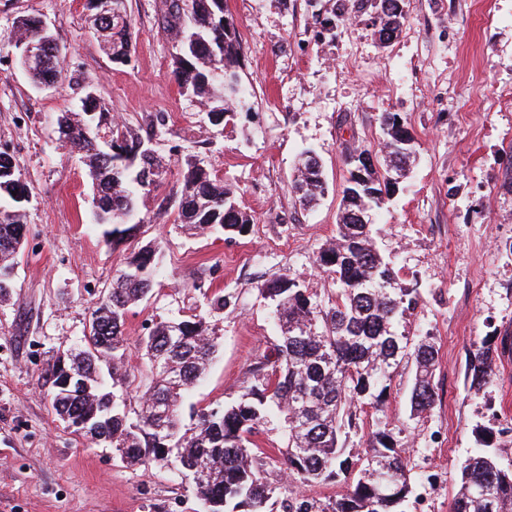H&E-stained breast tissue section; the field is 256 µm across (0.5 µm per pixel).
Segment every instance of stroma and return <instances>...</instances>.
Here are the masks:
<instances>
[{"mask_svg":"<svg viewBox=\"0 0 512 512\" xmlns=\"http://www.w3.org/2000/svg\"><path fill=\"white\" fill-rule=\"evenodd\" d=\"M380 0H224L240 32L244 107L213 127L183 95L161 0H126L135 54L111 61L84 0H0V36L37 15L65 55L68 82L36 88L10 50L0 51V151L32 192L30 232L15 258V287L0 300V512H197L174 470L123 464L110 448L72 432L53 413L41 375L57 350L80 342L97 297L131 250L152 244L164 266L153 296L125 323L128 390L138 406L150 384L139 348L147 320L207 314L216 357L191 401L231 402L246 369L276 342L259 285L284 274L328 296L319 248L336 234L352 148L378 147L381 113L398 114L415 153L388 209L371 226L399 283L417 289L402 332L437 350L432 410L414 416L412 365L402 364L383 406L417 481L430 461L442 473L401 512H450L459 469L477 426L512 416V352L493 382L465 381L472 344L512 337V0H404L407 21L387 46L377 35ZM94 89L113 119L140 128L167 174L139 201L132 238L111 244L93 220L92 188L77 154L59 139L61 112ZM321 159L327 190L310 209L290 182L301 152ZM217 172L253 223L228 237L174 222L185 160ZM226 294L221 310L208 306Z\"/></svg>","mask_w":512,"mask_h":512,"instance_id":"obj_1","label":"stroma"}]
</instances>
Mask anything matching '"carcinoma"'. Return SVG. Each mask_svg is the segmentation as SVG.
Instances as JSON below:
<instances>
[{
  "label": "carcinoma",
  "mask_w": 512,
  "mask_h": 512,
  "mask_svg": "<svg viewBox=\"0 0 512 512\" xmlns=\"http://www.w3.org/2000/svg\"><path fill=\"white\" fill-rule=\"evenodd\" d=\"M162 0L160 28L171 43L175 72L184 94L196 99L218 127L235 101L225 79L237 76L239 32L224 12V0ZM406 20L402 0H381L377 34L392 40ZM43 20H14L3 41L10 44L40 34ZM103 50L114 58L132 57V19L128 13L93 22ZM35 84L65 80L64 55L36 62ZM382 141H409L403 152L388 151L386 175L378 177L373 151L357 148L350 165L363 167L364 184L346 180L336 238L320 247L316 263L336 285L328 300L285 274L263 283L259 293L274 306L280 329L270 352L250 365L252 381L240 397L224 406L191 410L182 422L185 395L202 380L216 352L215 325L205 316L161 318L145 327L139 345L148 361L150 385L139 409L130 411L126 392L124 324L131 307L148 299L161 275L156 251L146 245L133 253L112 278L111 292L90 313L89 334L64 351L75 373L73 386H60L58 362L42 375L51 408L73 431L112 448L129 466L151 470L174 465L190 478L199 512H399L415 490L406 449L390 424L367 410L381 411L400 363L415 373L411 410L423 414L438 399L434 371L437 350L429 341L411 342L397 324L417 301V290L396 287L397 274L374 248L372 216L386 206L389 178L403 171L414 153L415 138L398 115H380ZM109 130L122 153L100 147L99 132ZM59 134L80 154L91 179L94 216L112 225L109 235L129 234L127 223L142 195L156 187L162 162L133 126L113 122L94 93L77 111H65ZM176 192L174 222L189 230L242 236L253 219L242 211L224 180L185 162ZM299 204L309 207L326 190L322 163L299 159L292 181ZM28 187L12 156L0 153V299L14 287L15 254L27 235ZM125 228H119V225ZM485 337L470 353L466 379L479 390L496 376L498 346ZM277 420L282 444L262 448L261 427ZM367 430L364 448L339 445L341 435ZM507 449L494 443L491 430L475 429L472 448L460 470L451 512H512V467L503 464ZM283 473L268 481V468ZM341 483L334 497L316 498L299 491L314 484Z\"/></svg>",
  "instance_id": "carcinoma-1"
}]
</instances>
